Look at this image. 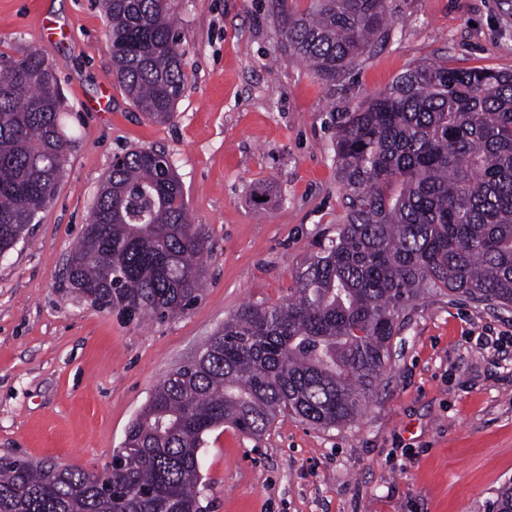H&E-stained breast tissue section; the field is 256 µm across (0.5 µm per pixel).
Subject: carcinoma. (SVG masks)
<instances>
[{"instance_id":"carcinoma-1","label":"carcinoma","mask_w":512,"mask_h":512,"mask_svg":"<svg viewBox=\"0 0 512 512\" xmlns=\"http://www.w3.org/2000/svg\"><path fill=\"white\" fill-rule=\"evenodd\" d=\"M112 76L151 120L185 90L172 0H102ZM386 0H313L292 17L289 52L334 80L389 36ZM42 49L0 53V255L52 200L68 136ZM346 213L295 274L287 303L245 305L153 390L124 462L98 473L0 456V512H202L199 453L225 424L252 434L281 413L321 428L353 421L416 300L512 307V73L419 63L336 113ZM212 246L191 223L162 152L108 171L68 276L100 309L163 320L199 297ZM495 512H512V483Z\"/></svg>"}]
</instances>
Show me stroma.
Wrapping results in <instances>:
<instances>
[{"mask_svg": "<svg viewBox=\"0 0 512 512\" xmlns=\"http://www.w3.org/2000/svg\"><path fill=\"white\" fill-rule=\"evenodd\" d=\"M173 2L187 88L158 123L112 75L100 0H0V52L44 47L70 139L52 201L0 259V455L107 469L160 381L242 306L286 303L335 237L337 113L422 62L512 73L502 0H387L389 40L333 81L285 49L311 0ZM134 149L165 151L213 246L200 299L164 321L99 309L67 275L113 157ZM200 473L205 512H491L512 481V310L419 300L352 422L216 428Z\"/></svg>", "mask_w": 512, "mask_h": 512, "instance_id": "obj_1", "label": "stroma"}]
</instances>
